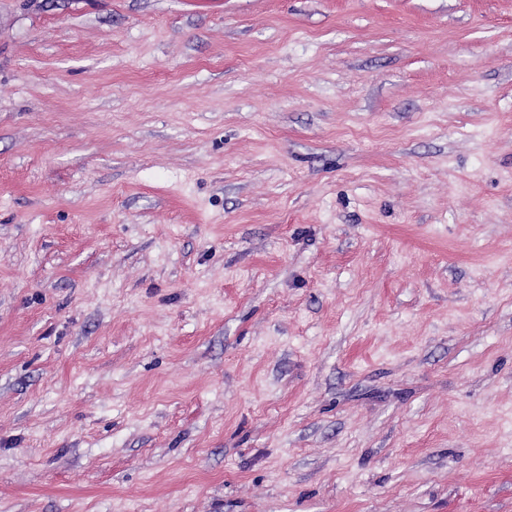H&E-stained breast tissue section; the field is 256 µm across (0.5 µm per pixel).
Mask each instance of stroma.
I'll return each mask as SVG.
<instances>
[{"mask_svg": "<svg viewBox=\"0 0 512 512\" xmlns=\"http://www.w3.org/2000/svg\"><path fill=\"white\" fill-rule=\"evenodd\" d=\"M0 512H512V0H0Z\"/></svg>", "mask_w": 512, "mask_h": 512, "instance_id": "35a3bbf8", "label": "stroma"}]
</instances>
